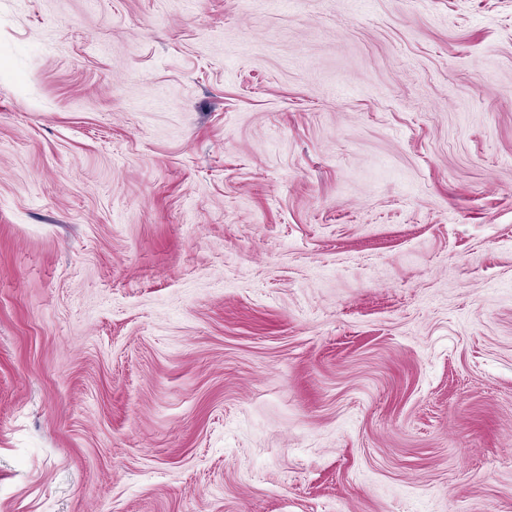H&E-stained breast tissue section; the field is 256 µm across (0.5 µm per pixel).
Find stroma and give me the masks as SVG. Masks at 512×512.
<instances>
[{
  "label": "stroma",
  "instance_id": "obj_1",
  "mask_svg": "<svg viewBox=\"0 0 512 512\" xmlns=\"http://www.w3.org/2000/svg\"><path fill=\"white\" fill-rule=\"evenodd\" d=\"M0 512H512V0H0Z\"/></svg>",
  "mask_w": 512,
  "mask_h": 512
}]
</instances>
